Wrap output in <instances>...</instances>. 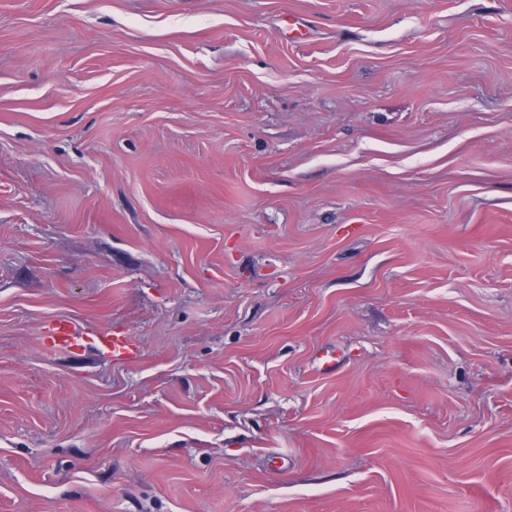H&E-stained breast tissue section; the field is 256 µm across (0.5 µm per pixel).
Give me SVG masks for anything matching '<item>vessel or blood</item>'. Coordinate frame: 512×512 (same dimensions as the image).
Returning <instances> with one entry per match:
<instances>
[{"mask_svg": "<svg viewBox=\"0 0 512 512\" xmlns=\"http://www.w3.org/2000/svg\"><path fill=\"white\" fill-rule=\"evenodd\" d=\"M42 343L44 349L55 353L78 355L90 349L99 356L123 363L134 361L140 353L138 344L125 334L93 328L64 316L48 324Z\"/></svg>", "mask_w": 512, "mask_h": 512, "instance_id": "1", "label": "vessel or blood"}]
</instances>
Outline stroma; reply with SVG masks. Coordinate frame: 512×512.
I'll list each match as a JSON object with an SVG mask.
<instances>
[{
  "label": "stroma",
  "instance_id": "35a3bbf8",
  "mask_svg": "<svg viewBox=\"0 0 512 512\" xmlns=\"http://www.w3.org/2000/svg\"><path fill=\"white\" fill-rule=\"evenodd\" d=\"M0 512H512V0H0ZM44 349L68 355H78L88 349L115 362L129 363L140 353L138 344L121 332L93 328L70 317H58L45 328Z\"/></svg>",
  "mask_w": 512,
  "mask_h": 512
}]
</instances>
